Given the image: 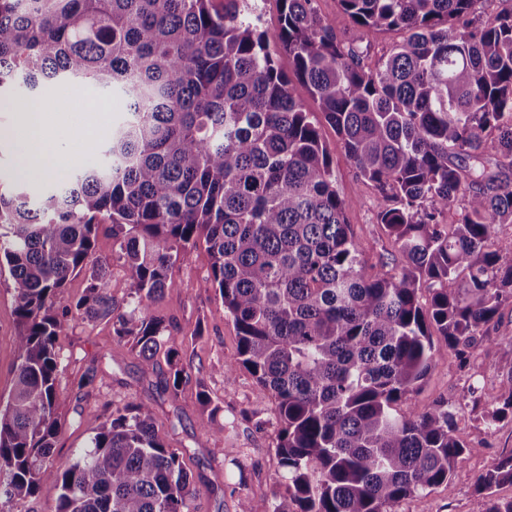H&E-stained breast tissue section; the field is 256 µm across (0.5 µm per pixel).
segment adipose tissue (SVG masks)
Wrapping results in <instances>:
<instances>
[{"mask_svg": "<svg viewBox=\"0 0 512 512\" xmlns=\"http://www.w3.org/2000/svg\"><path fill=\"white\" fill-rule=\"evenodd\" d=\"M68 107V101L61 97L18 111L15 126L12 131L7 132L6 137L19 151L17 173L20 177H55L69 169L73 159L54 148L49 124L51 113L64 112Z\"/></svg>", "mask_w": 512, "mask_h": 512, "instance_id": "1", "label": "adipose tissue"}]
</instances>
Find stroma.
<instances>
[{
  "label": "stroma",
  "mask_w": 512,
  "mask_h": 512,
  "mask_svg": "<svg viewBox=\"0 0 512 512\" xmlns=\"http://www.w3.org/2000/svg\"><path fill=\"white\" fill-rule=\"evenodd\" d=\"M320 16L349 41H364L369 46L371 64H378L392 45L400 41L396 32H367L354 26L341 12L338 0H316ZM305 108L318 123L332 160L333 175L341 195L350 200L349 221L369 263L381 265L398 257V246L376 221L384 201L376 188L364 181L348 160L334 130L304 89H297ZM40 100L67 96L70 112L61 114L53 128L57 147L90 161L87 139L72 136L71 127L81 125L86 116L84 100L104 102L106 109L97 120L98 139H107L123 122L127 106L116 91L104 92L88 83L46 86L38 92ZM119 245L109 224H101L96 238V257L109 264L108 282L118 311H126L133 292L131 272L118 257ZM212 259L205 244H198L180 256L171 268L176 283L159 306L156 315L170 329V344L176 348L191 378L177 397L160 395L154 382L143 378L140 358L131 343L114 339L108 320L88 322L72 315L67 318L57 339L60 353L55 389L60 398L58 414L64 423L55 454L60 460H74L85 446L93 429L111 412L124 406L129 395L156 402V427L170 447L184 452L192 480L191 512H238V501L247 498L252 512H272L286 488L275 445L280 423L273 399L261 392L246 370L234 377L224 375V365L236 357L237 331L224 311L218 292L204 290L201 283L211 272ZM512 325V305L504 304L498 326L477 337L469 350V367L459 371L455 353H448L435 366L422 387L402 404V411L425 410L445 401L462 406L459 427L466 443L458 467L461 477L452 488L424 492L399 503L395 512H483L484 501L474 488L490 454L512 449V421L504 420L489 431L467 409L468 389L478 386L484 398L498 395L501 385L499 366L512 358V342L502 339L504 328ZM17 316L13 280L8 270L0 271V402H6L14 382L18 362L16 345ZM95 367L93 385L79 388L78 379ZM207 393L216 415H209L199 404L200 393ZM217 429L218 437L204 439L200 423Z\"/></svg>",
  "instance_id": "35a3bbf8"
}]
</instances>
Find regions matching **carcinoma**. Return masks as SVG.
<instances>
[{"label":"carcinoma","instance_id":"obj_1","mask_svg":"<svg viewBox=\"0 0 512 512\" xmlns=\"http://www.w3.org/2000/svg\"><path fill=\"white\" fill-rule=\"evenodd\" d=\"M0 0V98L27 106L55 81L121 91L125 122L95 141L92 168L33 199L0 191V266L13 279L18 359L0 409V496L56 491L55 512H191L184 454L130 396L73 462L54 459L62 317L109 319L139 348L142 373L187 378L152 313L177 288L170 269L204 243L202 287L224 299L238 335L230 377L247 370L276 402V454L288 497L273 512H392L458 479L460 409L396 407L439 358L467 349L512 303V9L484 23L482 0H339L361 29L403 34L377 66L341 40L316 0H280L269 34L254 0ZM292 59L293 75L278 66ZM316 102L359 175L386 200L377 223L401 260L385 273L362 256L321 133L295 85ZM454 208L457 220L444 222ZM111 224L133 279L116 315ZM85 273V293L58 309ZM453 287H448V284ZM429 297L422 300V290ZM439 339H433V333ZM488 430L512 414V359ZM512 449L490 456L474 487L484 512H512ZM110 225L101 224L96 238L95 256L109 264L108 282L112 299L116 303L115 314L127 311V302L133 292L131 272L124 259H119V244L112 238Z\"/></svg>","mask_w":512,"mask_h":512}]
</instances>
